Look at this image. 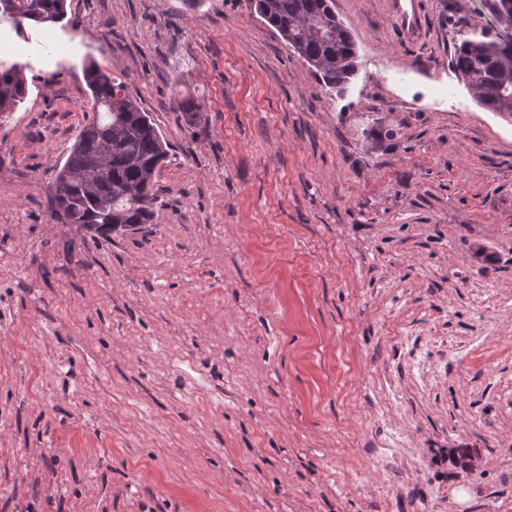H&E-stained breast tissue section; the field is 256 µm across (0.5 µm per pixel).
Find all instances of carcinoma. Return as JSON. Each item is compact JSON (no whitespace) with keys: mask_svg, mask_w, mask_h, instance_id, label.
<instances>
[{"mask_svg":"<svg viewBox=\"0 0 512 512\" xmlns=\"http://www.w3.org/2000/svg\"><path fill=\"white\" fill-rule=\"evenodd\" d=\"M255 7L326 87L345 89L356 72L357 44L331 0H255ZM65 15V0H0V16L17 31L23 19L58 23ZM453 66L480 105L512 116V41L481 32L456 47ZM85 79L91 116L55 177L52 213L67 224L139 232L154 223V179L168 157L167 143L125 81L95 62L86 65ZM26 95L23 67L0 61V114L14 111Z\"/></svg>","mask_w":512,"mask_h":512,"instance_id":"cac0c4a2","label":"carcinoma"}]
</instances>
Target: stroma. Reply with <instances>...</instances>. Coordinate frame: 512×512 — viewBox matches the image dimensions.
Returning a JSON list of instances; mask_svg holds the SVG:
<instances>
[{
	"instance_id": "1",
	"label": "stroma",
	"mask_w": 512,
	"mask_h": 512,
	"mask_svg": "<svg viewBox=\"0 0 512 512\" xmlns=\"http://www.w3.org/2000/svg\"><path fill=\"white\" fill-rule=\"evenodd\" d=\"M334 9V96L253 0L0 22V512H512V122L452 64L496 28ZM89 59L170 144L141 233L51 215ZM27 95V80L18 63L0 61V114L13 112Z\"/></svg>"
}]
</instances>
